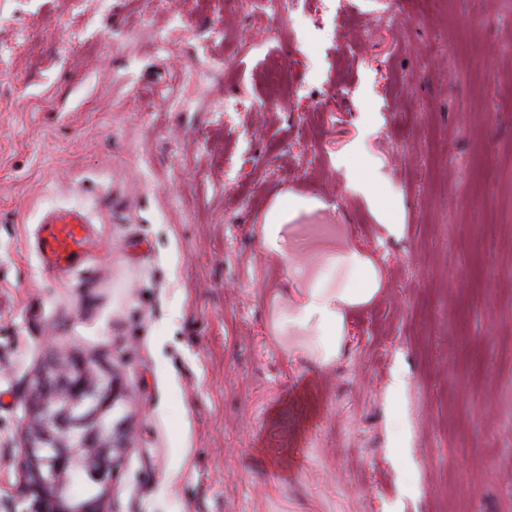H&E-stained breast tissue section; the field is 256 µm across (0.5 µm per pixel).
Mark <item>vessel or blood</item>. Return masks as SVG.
<instances>
[{
    "label": "vessel or blood",
    "instance_id": "vessel-or-blood-1",
    "mask_svg": "<svg viewBox=\"0 0 512 512\" xmlns=\"http://www.w3.org/2000/svg\"><path fill=\"white\" fill-rule=\"evenodd\" d=\"M88 245L86 221L78 211L62 209L42 220L36 249L45 271L64 273L81 267Z\"/></svg>",
    "mask_w": 512,
    "mask_h": 512
}]
</instances>
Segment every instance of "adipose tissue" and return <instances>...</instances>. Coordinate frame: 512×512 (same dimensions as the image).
Here are the masks:
<instances>
[{"label": "adipose tissue", "mask_w": 512, "mask_h": 512, "mask_svg": "<svg viewBox=\"0 0 512 512\" xmlns=\"http://www.w3.org/2000/svg\"><path fill=\"white\" fill-rule=\"evenodd\" d=\"M302 207L295 198H288L269 214L263 229L265 250L281 260H290L297 250V242L284 235L288 219ZM342 262L363 274L358 288H308L297 292L292 300L293 327L308 331L317 358L324 363L335 360L345 340V310L348 306L369 301L378 290V279L370 262L358 251L350 250L341 256Z\"/></svg>", "instance_id": "adipose-tissue-1"}]
</instances>
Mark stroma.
I'll return each mask as SVG.
<instances>
[{
	"label": "stroma",
	"mask_w": 512,
	"mask_h": 512,
	"mask_svg": "<svg viewBox=\"0 0 512 512\" xmlns=\"http://www.w3.org/2000/svg\"><path fill=\"white\" fill-rule=\"evenodd\" d=\"M409 15L0 0V512L62 351L123 390L106 512H512V0ZM289 197L326 203L293 274L262 246ZM70 207L90 257L52 276ZM351 249L379 290L323 366L289 300L359 287ZM83 215L62 209L41 222L36 249L45 271L64 273L81 267L86 260L89 237Z\"/></svg>",
	"instance_id": "1"
}]
</instances>
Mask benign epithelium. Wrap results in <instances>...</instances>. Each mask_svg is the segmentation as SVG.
<instances>
[{
    "label": "benign epithelium",
    "mask_w": 512,
    "mask_h": 512,
    "mask_svg": "<svg viewBox=\"0 0 512 512\" xmlns=\"http://www.w3.org/2000/svg\"><path fill=\"white\" fill-rule=\"evenodd\" d=\"M100 373L101 368L75 355H59L44 366L27 398L26 442L21 448L23 479L12 499L16 512H69L52 487L65 474L73 435L103 459L112 449V432L102 418L114 408L119 393L116 383H111L106 395H95L92 417L74 413V407L92 394V382ZM88 478L98 482L101 496L86 502L83 512H102L103 495L111 479L94 470L82 476Z\"/></svg>",
    "instance_id": "benign-epithelium-1"
}]
</instances>
